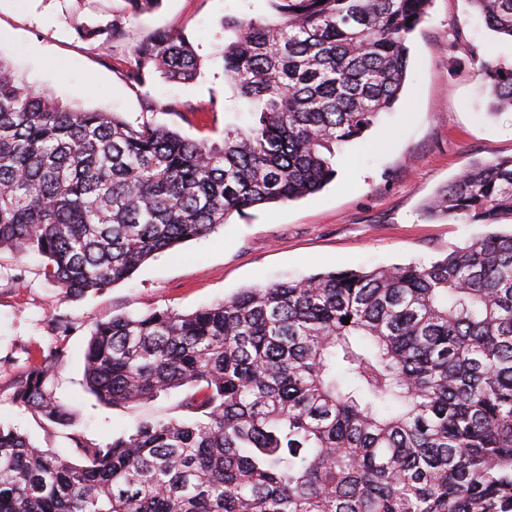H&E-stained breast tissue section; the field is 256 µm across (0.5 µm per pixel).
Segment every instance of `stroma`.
I'll use <instances>...</instances> for the list:
<instances>
[{"instance_id":"1","label":"stroma","mask_w":512,"mask_h":512,"mask_svg":"<svg viewBox=\"0 0 512 512\" xmlns=\"http://www.w3.org/2000/svg\"><path fill=\"white\" fill-rule=\"evenodd\" d=\"M125 0H0V58L25 84L86 110L151 118L193 139H221L254 121L249 102L233 101L220 50L224 21L267 16V0H159L131 23L139 40L157 29L182 31L201 60L189 83L126 76L128 48L80 37L106 25ZM512 66V40L489 30L469 0H431L410 40L408 78L395 106L334 158L336 178L321 191L250 209L243 217L156 254L109 288L67 298L41 274L38 256L0 255V426L42 448L68 452L67 429L14 400L20 381L51 349L65 357L55 393L71 407L86 443L103 444L136 419L174 413L179 392L144 406L99 404L84 388L92 325L122 313H191L240 289L318 272L429 263L486 232L483 224L430 218L426 202L474 161L512 156V109L495 108L481 62ZM155 110L144 114L142 100Z\"/></svg>"}]
</instances>
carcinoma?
Returning a JSON list of instances; mask_svg holds the SVG:
<instances>
[{
	"mask_svg": "<svg viewBox=\"0 0 512 512\" xmlns=\"http://www.w3.org/2000/svg\"><path fill=\"white\" fill-rule=\"evenodd\" d=\"M125 2L82 37L128 42L129 18L157 0ZM268 2L273 19L224 22L225 79L257 119L219 141L65 104L0 59V253L41 255L44 279L78 297L333 181L336 148L399 100L431 0ZM469 2L512 38V0ZM200 67L186 34L158 30L133 46L127 77L186 82ZM481 69L512 109V69ZM426 211L512 219V157L474 163ZM62 358L33 367L15 399L70 428L52 386ZM85 384L112 407L188 391L177 415L108 443L70 433L69 457L0 427V512H512V230L429 264L116 315L92 327Z\"/></svg>",
	"mask_w": 512,
	"mask_h": 512,
	"instance_id": "obj_1",
	"label": "carcinoma"
}]
</instances>
